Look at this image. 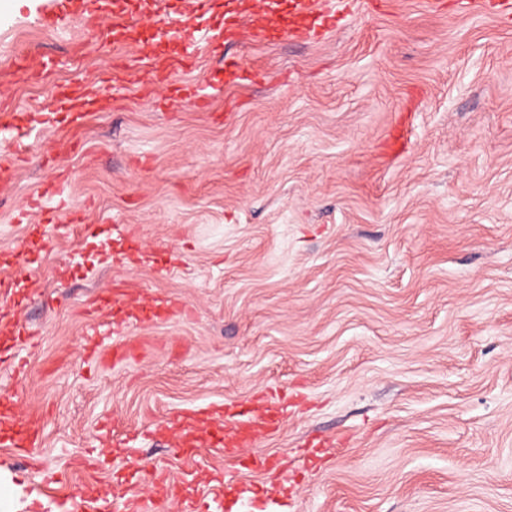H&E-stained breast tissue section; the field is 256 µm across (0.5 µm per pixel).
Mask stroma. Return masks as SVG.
Returning <instances> with one entry per match:
<instances>
[{"label":"stroma","mask_w":512,"mask_h":512,"mask_svg":"<svg viewBox=\"0 0 512 512\" xmlns=\"http://www.w3.org/2000/svg\"><path fill=\"white\" fill-rule=\"evenodd\" d=\"M224 3L123 0L201 27ZM440 3L353 0L319 41L229 46L259 85L230 82L200 51L174 81L211 111L164 107L161 86L88 113L76 151L39 117L59 84L96 85L91 59L36 92L10 88L0 148L32 157L0 189V274L28 275L20 304L0 302V346L26 366L0 370V414L39 412L43 435L33 462L0 444V512H113L114 494L149 499L140 475L157 464L178 487L171 512L204 492L210 512H512V20ZM9 12L0 0V51L24 28L66 60L70 26ZM401 119L407 149L383 158ZM63 170L94 234L41 237L51 196L15 223ZM131 242L134 262L115 264ZM116 277L139 290L128 339L142 347L120 366L89 356L119 342L118 312L87 311ZM161 297L187 317L164 319ZM268 387L304 395L262 448L291 475L277 498L246 456L215 446L211 416ZM178 413L196 460L154 430ZM319 439L333 443L325 463Z\"/></svg>","instance_id":"obj_1"}]
</instances>
